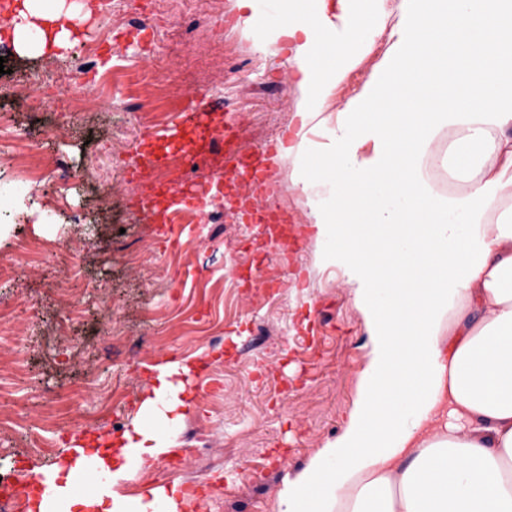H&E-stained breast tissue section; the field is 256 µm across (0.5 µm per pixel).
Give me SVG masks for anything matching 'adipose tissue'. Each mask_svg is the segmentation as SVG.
I'll list each match as a JSON object with an SVG mask.
<instances>
[{"label":"adipose tissue","instance_id":"obj_1","mask_svg":"<svg viewBox=\"0 0 512 512\" xmlns=\"http://www.w3.org/2000/svg\"><path fill=\"white\" fill-rule=\"evenodd\" d=\"M307 2L283 0L286 23L265 35L291 43L306 118L357 65L349 44L378 33L360 0ZM71 20L63 0H19L0 29L16 54L46 55L69 46ZM392 38L311 172L336 186L316 235L336 240L372 346L346 428L286 480L276 512H512V0H402ZM445 128L467 189L444 200L422 162ZM193 370L157 366L116 444L75 443L78 460L42 469L37 512H181L165 488L121 487L171 450ZM85 463L109 480L79 495Z\"/></svg>","mask_w":512,"mask_h":512}]
</instances>
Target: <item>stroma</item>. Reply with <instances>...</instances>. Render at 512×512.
Masks as SVG:
<instances>
[{"instance_id": "35a3bbf8", "label": "stroma", "mask_w": 512, "mask_h": 512, "mask_svg": "<svg viewBox=\"0 0 512 512\" xmlns=\"http://www.w3.org/2000/svg\"><path fill=\"white\" fill-rule=\"evenodd\" d=\"M91 2L89 39L58 55L20 57L0 44V474L60 462L72 437L129 428L154 366L186 358L195 367L186 420L218 431L206 458L188 464L212 485L198 512H275L285 478L343 433L371 349L346 270L329 258L335 245L316 238V214L335 195L310 166L337 108L384 61L401 0H384L381 34L336 84L331 109L308 119L296 110L297 83L275 81L296 71L290 43L265 42L285 21L279 0H224L220 15L209 0H180L169 14L155 0ZM115 13L154 26L149 50L115 44L129 31L109 25ZM90 42L115 47L97 58L112 80L97 84L93 109L60 112L28 96V78L83 81ZM146 54L163 70L139 81ZM192 94L218 106L215 130L236 125L242 150L279 138L274 171L285 189L271 205L283 223L225 226L196 212L166 240L131 201L103 204L139 147L109 143L110 134L162 130ZM300 131L303 150L287 153ZM19 138L35 157L65 158L68 173L14 194ZM284 280L288 291L273 289ZM267 359L275 368L265 373ZM38 438L52 450L34 448ZM210 459L222 481L211 482Z\"/></svg>"}]
</instances>
